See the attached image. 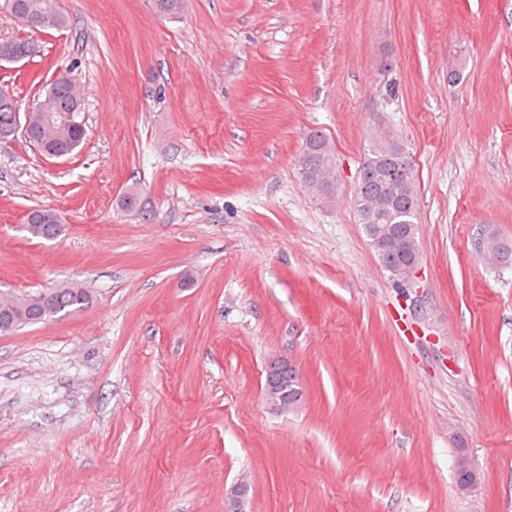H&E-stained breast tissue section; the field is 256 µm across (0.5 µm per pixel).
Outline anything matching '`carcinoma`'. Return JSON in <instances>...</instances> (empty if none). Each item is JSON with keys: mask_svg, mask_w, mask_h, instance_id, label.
Instances as JSON below:
<instances>
[{"mask_svg": "<svg viewBox=\"0 0 512 512\" xmlns=\"http://www.w3.org/2000/svg\"><path fill=\"white\" fill-rule=\"evenodd\" d=\"M23 3L24 10L38 18L41 25L36 30L63 29L68 19L61 11L58 0H0V8L13 12L15 5ZM53 96L61 110L69 109L66 90L51 83L44 94L40 95L36 106L31 110L34 116L42 115L46 99ZM78 122L64 130L67 137L64 147L72 153L86 138V129L81 113H75ZM402 149V144L386 126L376 124L371 127L368 153L361 165L351 203L365 230L374 224H390L397 232L399 240L395 243H374L376 255L383 256L389 270L402 277L404 268L419 256L416 237V219L418 213V189L415 176L404 172L403 161L394 155ZM334 166L332 148L323 135L313 133L298 159V173L303 184L313 195L331 200L336 195V185H313L315 177ZM26 230L33 238L53 240L62 228L59 217L49 210H34L28 216ZM487 250H495L503 255V264H512V245L491 235L486 240ZM90 302V296L79 287H64L54 306L42 313H31L16 319L15 326L37 324L49 320L59 313H74L84 309Z\"/></svg>", "mask_w": 512, "mask_h": 512, "instance_id": "cac0c4a2", "label": "carcinoma"}]
</instances>
